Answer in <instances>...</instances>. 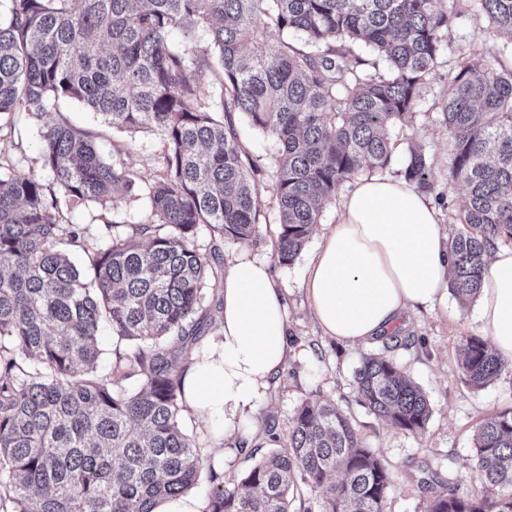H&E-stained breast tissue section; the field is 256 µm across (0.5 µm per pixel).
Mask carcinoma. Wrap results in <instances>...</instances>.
I'll return each mask as SVG.
<instances>
[{"label":"carcinoma","instance_id":"cac0c4a2","mask_svg":"<svg viewBox=\"0 0 512 512\" xmlns=\"http://www.w3.org/2000/svg\"><path fill=\"white\" fill-rule=\"evenodd\" d=\"M0 18V115L40 117L75 100L112 129H155L161 171L136 182L97 133L59 117L41 132L42 168L78 200L114 203L136 190L143 222L103 224L104 246L79 270L69 249L86 229L61 222L33 173L0 172V503L11 512H152L160 497L211 485V512H291L294 491L317 510L386 512L390 466L366 448L330 401L295 411L288 445L261 455L230 486L181 423L182 379L204 333L205 288L224 281V243L245 244L261 222V158L242 146L241 113L275 143L279 262L302 252L323 208L363 165L386 168L389 128L418 111L457 15L446 0H5ZM512 37V0H478ZM182 32L184 46L170 43ZM278 31L271 43L268 30ZM215 81L203 92L199 77ZM223 114V119L214 117ZM450 173L466 192L450 241L451 288L477 298L490 246L512 242V69L473 54L448 78ZM422 149L405 178L426 184ZM209 241L199 243L200 228ZM107 323L128 348L98 369ZM465 382L481 388L502 361L471 336ZM137 386L128 388L125 382ZM356 389L385 423L423 431L426 395L390 358L362 357ZM479 488L462 493L419 466L426 512H512V409L474 436ZM340 480H335L336 474Z\"/></svg>","mask_w":512,"mask_h":512}]
</instances>
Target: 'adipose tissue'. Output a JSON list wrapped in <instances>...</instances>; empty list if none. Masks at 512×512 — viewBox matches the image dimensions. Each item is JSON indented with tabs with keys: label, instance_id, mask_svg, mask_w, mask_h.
Instances as JSON below:
<instances>
[{
	"label": "adipose tissue",
	"instance_id": "1",
	"mask_svg": "<svg viewBox=\"0 0 512 512\" xmlns=\"http://www.w3.org/2000/svg\"><path fill=\"white\" fill-rule=\"evenodd\" d=\"M449 242L438 210L404 179L370 177L345 195L304 282L325 335L358 345L391 332L404 312L434 309L448 292ZM221 330L183 377L186 406L229 421L288 360L287 309L267 263L240 254L227 267ZM477 319L512 363V247L490 249Z\"/></svg>",
	"mask_w": 512,
	"mask_h": 512
}]
</instances>
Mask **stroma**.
Here are the masks:
<instances>
[{"label": "stroma", "mask_w": 512, "mask_h": 512, "mask_svg": "<svg viewBox=\"0 0 512 512\" xmlns=\"http://www.w3.org/2000/svg\"><path fill=\"white\" fill-rule=\"evenodd\" d=\"M477 4L478 0H463L462 12L449 27L442 51L421 88L419 111L413 123L391 129L395 149L389 166L379 169L365 165L359 172L363 178L402 177L410 147H421L429 166L424 192L440 212L444 231L450 236L460 229L465 196L463 188L449 178L450 143L443 116L448 74L476 52L493 65L512 66V40L491 27ZM49 113L98 132L103 157L121 154L139 182L156 179L163 150L157 132L146 129L130 136L113 131L100 115L70 100L59 101L50 107ZM44 123V118L26 112L0 118V164L20 173L40 175L55 194L66 222L89 226L83 247L70 252L71 258L83 265L102 244L98 225L116 214L126 223H140L146 215L145 203L131 194L118 208L103 207L78 201L53 184L40 159L39 134ZM340 205L337 198L326 203L301 254L292 264L283 265L275 248L279 231L277 203L272 187L262 189V222L256 228L255 238L245 245L225 244L224 259L232 261L245 251L268 263L287 306L288 361L271 379L266 393L251 410L238 415L231 427L201 420L188 409L181 413L182 424L201 447L214 450V466L225 480H238L253 463L236 446L239 434L264 438L266 425L271 422L280 439H287L290 421L303 402L333 401L350 419L365 445L388 462L393 471L387 512H425L426 498L417 485L415 473L418 462L425 461L439 469L449 483L462 491L476 490L478 458L474 433L485 418L512 408V366L503 365L499 376L485 387L475 389L466 384L460 368V348L467 337L482 335L483 330L475 318L474 305H460L453 297L434 310L410 313L394 337L368 346L350 347L326 336L311 311L304 281L322 235L338 222ZM371 353L393 358L427 395L431 417L424 431L410 433L388 425L363 405L354 373L362 356Z\"/></svg>", "instance_id": "obj_1"}]
</instances>
